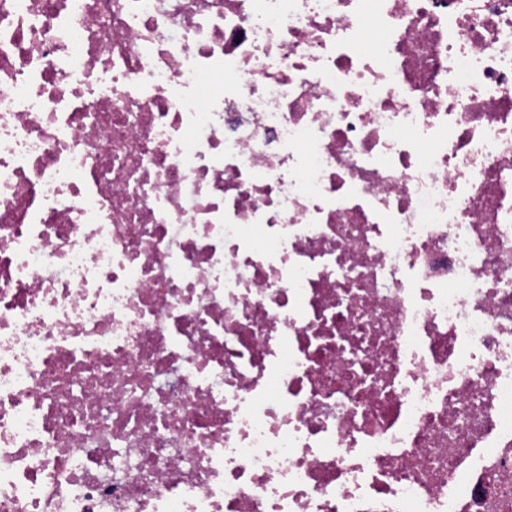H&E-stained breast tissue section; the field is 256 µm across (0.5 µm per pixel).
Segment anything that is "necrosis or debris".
<instances>
[{"label":"necrosis or debris","mask_w":512,"mask_h":512,"mask_svg":"<svg viewBox=\"0 0 512 512\" xmlns=\"http://www.w3.org/2000/svg\"><path fill=\"white\" fill-rule=\"evenodd\" d=\"M0 512H512V0H0Z\"/></svg>","instance_id":"necrosis-or-debris-1"}]
</instances>
